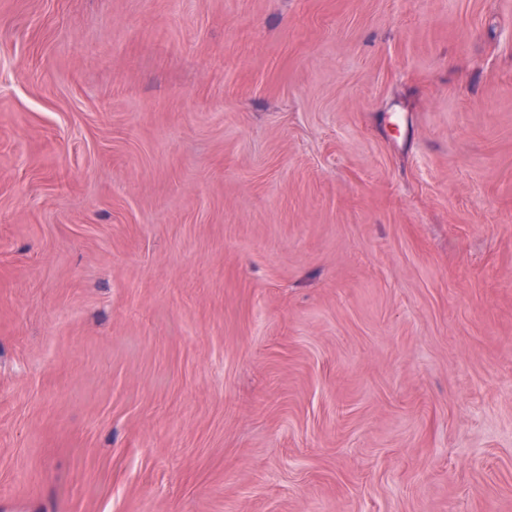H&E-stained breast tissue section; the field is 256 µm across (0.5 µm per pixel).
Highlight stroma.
<instances>
[{
  "label": "stroma",
  "mask_w": 512,
  "mask_h": 512,
  "mask_svg": "<svg viewBox=\"0 0 512 512\" xmlns=\"http://www.w3.org/2000/svg\"><path fill=\"white\" fill-rule=\"evenodd\" d=\"M0 512H512V0H0Z\"/></svg>",
  "instance_id": "1"
}]
</instances>
